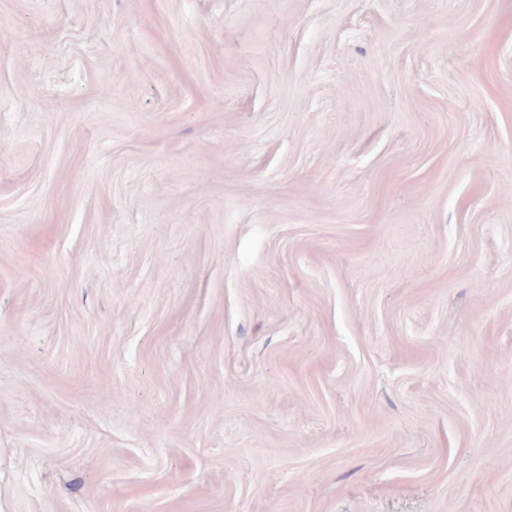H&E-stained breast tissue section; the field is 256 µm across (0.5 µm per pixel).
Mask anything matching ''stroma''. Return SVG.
Segmentation results:
<instances>
[{
	"instance_id": "35a3bbf8",
	"label": "stroma",
	"mask_w": 512,
	"mask_h": 512,
	"mask_svg": "<svg viewBox=\"0 0 512 512\" xmlns=\"http://www.w3.org/2000/svg\"><path fill=\"white\" fill-rule=\"evenodd\" d=\"M0 512H512V0H0Z\"/></svg>"
}]
</instances>
